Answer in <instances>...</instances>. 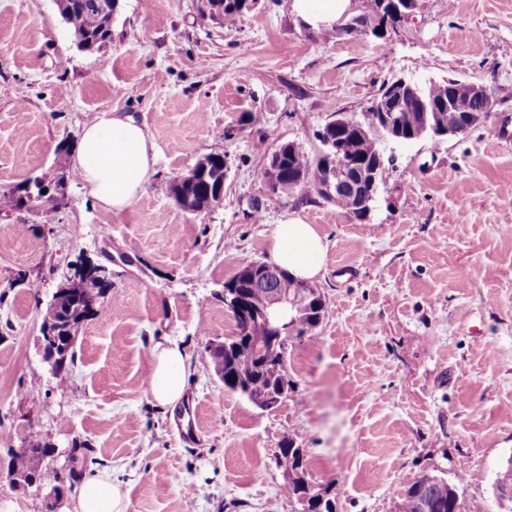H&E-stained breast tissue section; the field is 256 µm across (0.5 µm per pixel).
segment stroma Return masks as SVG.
<instances>
[{
    "instance_id": "obj_1",
    "label": "stroma",
    "mask_w": 512,
    "mask_h": 512,
    "mask_svg": "<svg viewBox=\"0 0 512 512\" xmlns=\"http://www.w3.org/2000/svg\"><path fill=\"white\" fill-rule=\"evenodd\" d=\"M202 0H120L112 42L79 50L55 0H0V194L53 184L85 122L116 110L147 124L155 173L125 211L71 179L52 223L0 210V512H63L67 490L107 468L125 512H297L277 458L303 449L336 512H393L419 476L454 481L462 512H500L494 474L512 457V0H423L385 40L300 25L292 0H256L200 25ZM486 85L470 132L385 143L393 169L365 219L318 194L271 197L268 151L310 152L337 113L383 84ZM224 157V199L179 209L172 180ZM299 213L328 242L314 285L320 325L288 345V394L261 409L225 388L211 350L236 323L224 285L268 261L274 224ZM112 287L74 356L44 358L46 307L77 259ZM188 356L185 400L150 392L154 343ZM194 406L199 442L181 439ZM46 448L51 485L11 479Z\"/></svg>"
}]
</instances>
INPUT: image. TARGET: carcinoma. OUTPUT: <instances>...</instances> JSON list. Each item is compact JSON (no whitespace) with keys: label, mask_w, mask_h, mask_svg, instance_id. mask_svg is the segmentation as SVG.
<instances>
[{"label":"carcinoma","mask_w":512,"mask_h":512,"mask_svg":"<svg viewBox=\"0 0 512 512\" xmlns=\"http://www.w3.org/2000/svg\"><path fill=\"white\" fill-rule=\"evenodd\" d=\"M73 2L77 3V7L66 15V22L73 31L89 36L95 42L96 50L106 48L112 41V32L106 26V19L94 7L97 0ZM381 9L382 0H361L360 12L353 17V22L360 27L370 26L380 20ZM438 103H448L446 81L423 85L417 101L404 108L400 102L393 101L388 105V110L399 115V129L404 135L408 136L420 130L430 135L432 126L438 121L437 113L431 111V107ZM490 105L489 99L461 98L457 100L454 111L448 113V119L462 121V133L465 134L476 123L467 122L464 117L473 113L486 116ZM385 135L381 113L370 106L358 117H345L337 137L342 155L373 173L380 186L385 184L389 170L386 159L381 157V139ZM323 163V158L318 154H311L304 143L287 142L283 160L268 165L264 177L276 189L279 197L295 194L304 196L312 191L317 193L325 179ZM106 283L107 277L94 274L69 284L70 294L58 304L54 314V319L66 328V334L76 335L79 327L92 316L90 306L104 297ZM244 289L249 310L253 313L260 312L269 289L255 288L250 282L244 283ZM212 362L215 373L224 380V387L242 395L248 389L253 393H260L277 388L283 380L281 372L287 370V357L269 361L243 341L213 352ZM46 455L45 448H31L19 452L13 456L11 470L27 483L32 480L61 481L57 471L42 468ZM303 460V455L281 449L278 463L291 471L298 470L303 473L302 477L294 478L285 485V492L297 501L298 512H319L315 501L322 498V495L304 477L306 469ZM494 489L499 500L502 499L503 491L512 492V458L496 472ZM396 512H461L457 486L443 477L423 474L413 481L403 498L397 502Z\"/></svg>","instance_id":"carcinoma-1"}]
</instances>
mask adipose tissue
<instances>
[{"instance_id": "ef3b65f1", "label": "adipose tissue", "mask_w": 512, "mask_h": 512, "mask_svg": "<svg viewBox=\"0 0 512 512\" xmlns=\"http://www.w3.org/2000/svg\"><path fill=\"white\" fill-rule=\"evenodd\" d=\"M351 0H293L294 14L311 29L333 28ZM155 146L147 126L133 116L103 111L87 121L72 167L105 209L119 213L143 193L154 173ZM327 243L315 225L291 215L275 225L269 256L273 264L301 280L319 276ZM187 355L177 340L153 349L150 390L160 404H176L186 384ZM66 512H125L124 497L108 473L83 479L70 494Z\"/></svg>"}]
</instances>
